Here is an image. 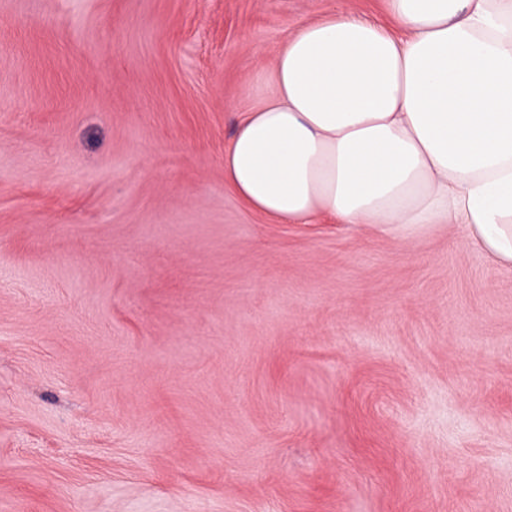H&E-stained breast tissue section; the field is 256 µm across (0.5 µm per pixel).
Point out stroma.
<instances>
[{"mask_svg": "<svg viewBox=\"0 0 512 512\" xmlns=\"http://www.w3.org/2000/svg\"><path fill=\"white\" fill-rule=\"evenodd\" d=\"M335 9L0 0V512H512V270L224 183Z\"/></svg>", "mask_w": 512, "mask_h": 512, "instance_id": "stroma-1", "label": "stroma"}]
</instances>
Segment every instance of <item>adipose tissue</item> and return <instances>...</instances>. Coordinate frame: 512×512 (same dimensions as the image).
Returning <instances> with one entry per match:
<instances>
[{
	"label": "adipose tissue",
	"instance_id": "adipose-tissue-1",
	"mask_svg": "<svg viewBox=\"0 0 512 512\" xmlns=\"http://www.w3.org/2000/svg\"><path fill=\"white\" fill-rule=\"evenodd\" d=\"M328 14L246 91L224 182L276 224L414 237L444 224L512 270V0Z\"/></svg>",
	"mask_w": 512,
	"mask_h": 512
}]
</instances>
